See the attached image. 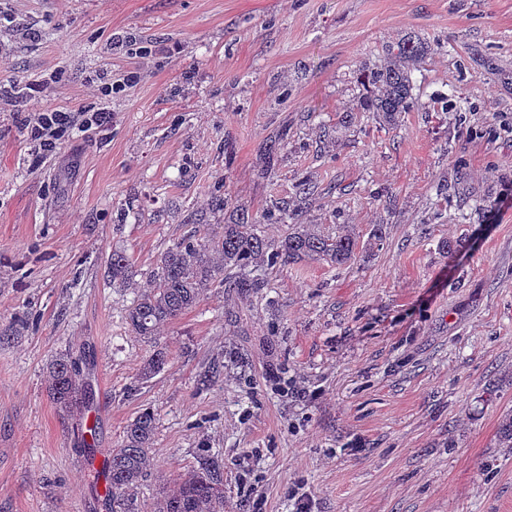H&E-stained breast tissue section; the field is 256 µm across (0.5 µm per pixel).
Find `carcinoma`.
Segmentation results:
<instances>
[{
    "instance_id": "carcinoma-1",
    "label": "carcinoma",
    "mask_w": 512,
    "mask_h": 512,
    "mask_svg": "<svg viewBox=\"0 0 512 512\" xmlns=\"http://www.w3.org/2000/svg\"><path fill=\"white\" fill-rule=\"evenodd\" d=\"M430 47L412 37L386 47V63L368 78L371 93L359 101L358 111L373 112L391 123L398 113L416 103L412 79L415 64ZM313 191L308 180L294 186L291 200L270 206L256 220L240 213L221 231L203 237L182 239L157 260V271L149 288L125 309L131 332L145 339L160 334L200 301L204 292L218 285L227 294L250 295L267 286L266 270L306 258L344 265L356 257L357 238L315 233L300 223ZM288 224L290 231L277 241L269 239L261 224ZM112 284L126 286L134 277L133 262L123 251H114L108 261ZM169 362L163 348L143 361L141 377L149 379ZM87 358L69 353L52 360L48 370V392L56 407L68 415L86 405ZM157 418L154 412L138 413L125 427L122 443L111 449L107 461L105 500L111 512H126L125 495L137 487L151 466L150 448ZM154 512H224V479L212 457L162 492Z\"/></svg>"
}]
</instances>
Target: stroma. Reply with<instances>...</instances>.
Listing matches in <instances>:
<instances>
[{"instance_id": "1", "label": "stroma", "mask_w": 512, "mask_h": 512, "mask_svg": "<svg viewBox=\"0 0 512 512\" xmlns=\"http://www.w3.org/2000/svg\"><path fill=\"white\" fill-rule=\"evenodd\" d=\"M409 36L431 47L422 107L390 125L357 109L364 70ZM107 71L135 78L111 123L33 166L29 113L90 105ZM0 86V512H107L100 451L145 409L133 512L202 447L224 512H512V0H0ZM301 177L303 223L366 243L354 262L277 265L260 293L211 288L156 339L129 331L167 247ZM116 248L136 288L108 282ZM71 347L92 355V453L48 393Z\"/></svg>"}]
</instances>
